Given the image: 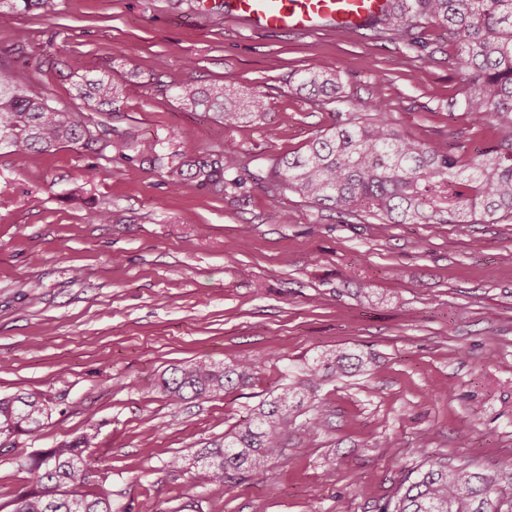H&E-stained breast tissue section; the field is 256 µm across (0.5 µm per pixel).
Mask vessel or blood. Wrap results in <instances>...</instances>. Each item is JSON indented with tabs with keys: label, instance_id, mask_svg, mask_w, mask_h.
<instances>
[{
	"label": "vessel or blood",
	"instance_id": "b4317fda",
	"mask_svg": "<svg viewBox=\"0 0 512 512\" xmlns=\"http://www.w3.org/2000/svg\"><path fill=\"white\" fill-rule=\"evenodd\" d=\"M393 0H224V10L254 32L315 34L366 29Z\"/></svg>",
	"mask_w": 512,
	"mask_h": 512
}]
</instances>
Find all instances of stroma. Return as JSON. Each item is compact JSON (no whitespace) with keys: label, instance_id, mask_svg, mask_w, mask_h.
<instances>
[{"label":"stroma","instance_id":"stroma-1","mask_svg":"<svg viewBox=\"0 0 512 512\" xmlns=\"http://www.w3.org/2000/svg\"><path fill=\"white\" fill-rule=\"evenodd\" d=\"M55 3L54 18L0 22V51L24 40L37 91L131 141L124 158L70 144L23 166L0 146V395L33 392L53 409L15 448L93 436L78 488L109 491L113 512H379L431 459L511 474L512 217L386 224L270 196L256 179L349 102L385 101L405 135L472 159L499 130L456 106L447 31L420 22L433 55L423 67L370 29L254 33L195 0ZM305 70L335 73L334 110L300 88ZM103 75L119 97L88 106L79 87ZM160 81L259 90L267 115L227 126L159 94ZM224 152L248 173L241 188L171 191L173 168ZM99 208L110 222L90 220ZM336 349L371 362L323 382L257 476L199 484L171 467ZM242 356L259 370L223 396L174 404L157 386L168 368ZM315 414L324 426L312 433Z\"/></svg>","mask_w":512,"mask_h":512}]
</instances>
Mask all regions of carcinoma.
I'll return each instance as SVG.
<instances>
[{"label": "carcinoma", "instance_id": "1", "mask_svg": "<svg viewBox=\"0 0 512 512\" xmlns=\"http://www.w3.org/2000/svg\"><path fill=\"white\" fill-rule=\"evenodd\" d=\"M54 0H0V18L32 11L46 16ZM421 19L448 31L455 43V59L466 77L462 105L468 112H486L502 123L499 140L480 151L469 163L440 140L417 141L400 132L378 101L372 113L351 114L331 128L316 133L305 153L271 161L263 180L271 197L288 190L318 207L339 214L368 210L386 224H480L500 213L512 215V0H394L392 11L377 20V32L420 47L414 32ZM15 62L0 79V145L24 162L37 153L66 144L87 149L100 145L125 155L126 142L108 131L89 128L75 112H61L48 98L31 90L25 48L15 44L4 50ZM300 87L309 91L322 109L336 102V80L308 71ZM99 104L112 102L117 88L112 80L92 83ZM178 99L213 113L226 126L247 118L255 121L267 111L265 95L258 91L247 111L232 102L219 85L208 91L179 86ZM237 155L224 153L194 163L191 179L197 186L222 194L243 183ZM366 365L364 356L339 352L312 363L309 377L316 383L343 376ZM258 371L256 362L240 358L217 365L206 359L161 377L159 388L173 402L218 396L232 384L245 386ZM298 391L282 385L262 402L248 422L224 441L207 448L193 478L200 483H223L255 476L263 463L280 451L281 439L294 422ZM49 415L47 402L36 394L16 392L0 397V439L32 435ZM90 437L59 448L16 454L30 475L28 489L17 495L9 512H112L108 493L94 496L71 489L86 475ZM380 512H512V497L497 488L496 479L468 464L433 461L404 492L388 501Z\"/></svg>", "mask_w": 512, "mask_h": 512}]
</instances>
